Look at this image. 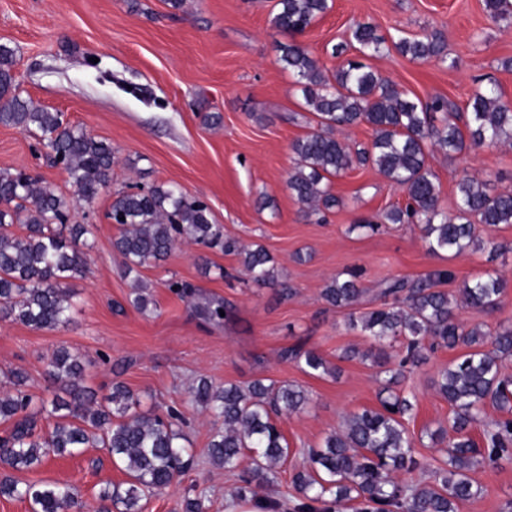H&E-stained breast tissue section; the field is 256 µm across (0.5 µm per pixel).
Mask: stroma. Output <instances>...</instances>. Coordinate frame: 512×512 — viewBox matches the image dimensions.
<instances>
[{
	"instance_id": "1",
	"label": "stroma",
	"mask_w": 512,
	"mask_h": 512,
	"mask_svg": "<svg viewBox=\"0 0 512 512\" xmlns=\"http://www.w3.org/2000/svg\"><path fill=\"white\" fill-rule=\"evenodd\" d=\"M276 2L182 0L175 8L170 0H0V44L15 52L19 93L109 142L117 158L110 187L71 210L72 222L95 227L91 272L73 284L72 322L47 331L0 320V372L25 369L33 399H51L45 366L65 346L84 355L85 382L98 394L118 381L144 403L181 411L195 464L145 501L143 512H183L185 498L196 496L204 498L206 512L226 508L235 478L206 455L213 422L188 394L197 378L218 386L269 378L307 393L304 410L278 421L293 456L273 485L256 490L257 498L284 505L297 496L291 484L301 466L296 449L318 446L346 416L379 407L385 377L368 356L365 336L346 328V309L323 299L332 278L360 272L363 293L355 310L362 313L379 306L381 289L395 278L451 269L455 278L442 288L456 299L465 283L494 272L507 282L499 307H462L458 316L472 325L512 327V224L477 230L499 244L497 256L485 250L436 255L418 225L382 223L386 211L404 204L405 193L373 168L331 178L340 204L321 222L289 191L291 145L316 131L317 120L278 62L289 36L272 24ZM356 22L386 37L398 29L444 31L448 61H413L393 50L371 59L373 69L409 97L441 96L461 108L490 79L512 107V68L502 66L512 59V23L493 22L484 0H331L298 41L333 71L343 60L331 49L348 39ZM36 143L32 133L0 125V170L31 171L73 196L67 173L34 157ZM428 162L446 212L455 209L462 178L490 179L512 190V146L436 152ZM160 183L204 200L225 235L264 248L277 286H254L239 256L184 242L166 260L141 269L155 305L146 313L133 308L132 279L112 247L117 230L109 207L119 191ZM364 217L380 221L379 230L361 228ZM172 278L224 300L229 315L218 325L203 322L168 290ZM301 339L326 360L329 374L311 375L281 360V352ZM351 347L359 357L344 358ZM463 352L460 346L426 351L424 363L393 387L414 395L405 426L419 456L437 467L446 457L430 434L447 427L451 408L434 382ZM472 477L483 493L459 512H512V461L478 468ZM16 478L70 485L84 512H96L104 483L122 484L128 475L104 449L84 448Z\"/></svg>"
}]
</instances>
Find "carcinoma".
Returning a JSON list of instances; mask_svg holds the SVG:
<instances>
[{
    "label": "carcinoma",
    "mask_w": 512,
    "mask_h": 512,
    "mask_svg": "<svg viewBox=\"0 0 512 512\" xmlns=\"http://www.w3.org/2000/svg\"><path fill=\"white\" fill-rule=\"evenodd\" d=\"M274 26L286 34L304 32L329 8V0H277ZM493 21L512 19V0H485ZM357 52L333 73L322 69L301 45H280L279 62L292 72L305 105L314 112L321 130L294 141V164L287 185L297 200L319 215L339 205L329 189V178L355 167H372L406 192L405 206L388 210L391 224L421 226L429 251L459 255L479 245L476 226L512 224V191L500 190L491 181L463 178L457 186L455 214L439 205L435 175L428 165L434 149L446 154L512 142V108L490 83L478 87L466 111L459 112L448 99L413 100L380 77L366 60L390 49L412 60L448 58L443 32L408 34L401 30L390 38L368 24L351 27L350 45L338 44L333 54L347 47ZM13 50L0 45V125L15 126L39 134L36 153L47 149L53 166L62 167L76 188L78 200L90 204L112 181L114 152L110 143L83 127L64 121L62 113L33 105L17 92L13 74ZM365 124L372 130L371 146L354 152L339 141L335 131ZM70 201L38 177L0 171V317L36 330H55L71 321V282L89 273L88 256L94 248L92 224H70ZM110 218L119 234L113 249L123 259L124 274L166 259L177 243L187 240L208 248L243 256V266L258 285L277 283L272 259L262 248L246 249L224 235V227L212 222L208 205L173 184L154 185L146 192H119L111 204ZM22 225L24 232L8 228ZM453 278L447 268L435 269L416 280L395 279L380 293L381 306L366 313L351 311L345 325L360 330L379 352L399 342L404 349L398 369L389 370L384 390L388 398L380 409H364L347 416L342 429L329 432L320 446L299 451L306 465L292 476L300 494L296 512H320V506L336 512H458L459 505L481 493L470 473L480 465L495 468L512 460V376L502 373L501 361L512 357V329L485 330L462 322L455 308L462 303L493 310L506 288L505 280L487 273L464 284L461 302L436 289ZM178 297L194 304L207 323L223 320L221 299L196 301L189 284L168 282ZM364 292L358 274L335 277L323 291L327 303L350 308ZM130 304L146 311L153 304L148 287L136 281ZM463 345L468 351L441 372L437 392L452 409V437L439 429L430 434L443 444L448 468L428 469L415 455V443L404 421L412 415L411 397L391 392L393 385L424 360L422 351L437 346ZM312 372H329L325 360L299 342L282 352ZM81 354L57 349L46 364L47 380L59 393L35 405L24 390L25 370L10 371L12 389L0 392V465L13 471L42 466L50 456L73 455L83 448L106 449L129 476L126 486H103L99 512H142L148 496L170 486L191 465L190 449L181 443L185 417L169 407L160 413L141 409L142 401L122 383L112 384L109 394H98L85 384ZM191 401L217 422L212 428L207 453L211 462L228 473L239 470L245 453L251 467L239 470V484L230 493L244 497L252 484H272L278 467L288 461L290 448L277 419L304 409L305 391L294 385L265 383L256 379L247 386H216L201 378L191 390ZM507 413L484 430L486 446L470 437L469 429L483 422L485 408ZM51 422L45 430L39 419ZM420 470L430 479L403 484L397 472ZM0 495L30 502L32 512H80L70 488L41 482L22 483L12 476L0 479Z\"/></svg>",
    "instance_id": "cac0c4a2"
}]
</instances>
